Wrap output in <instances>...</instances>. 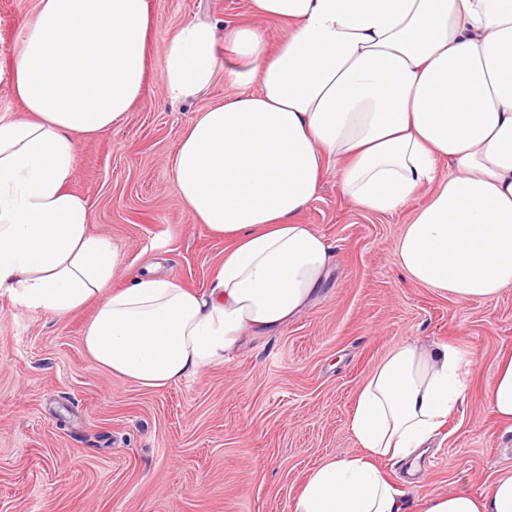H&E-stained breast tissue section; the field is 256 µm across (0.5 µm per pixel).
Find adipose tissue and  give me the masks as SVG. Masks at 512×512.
<instances>
[{
    "mask_svg": "<svg viewBox=\"0 0 512 512\" xmlns=\"http://www.w3.org/2000/svg\"><path fill=\"white\" fill-rule=\"evenodd\" d=\"M255 23L200 21L164 45L161 81L199 112L172 159L194 223L226 240L205 291L150 273L111 288L119 252L71 193L78 139L139 100L146 0H39L11 68L26 119L0 122V293L60 318L87 304L83 347L113 376L160 389L223 363L244 332L273 334L323 288L325 239L300 220L330 165L360 209L426 203L396 245L415 283L459 301L512 286V0H251ZM285 27L269 44L260 21ZM257 91H247V84ZM447 161L440 173L438 161ZM450 344L401 346L364 379L350 415L359 455L316 467L292 512H404L375 465L415 474L464 399ZM487 403L512 434V354ZM420 512H512V470L475 496L451 489Z\"/></svg>",
    "mask_w": 512,
    "mask_h": 512,
    "instance_id": "adipose-tissue-1",
    "label": "adipose tissue"
}]
</instances>
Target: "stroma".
Returning <instances> with one entry per match:
<instances>
[{"label": "stroma", "instance_id": "stroma-1", "mask_svg": "<svg viewBox=\"0 0 512 512\" xmlns=\"http://www.w3.org/2000/svg\"><path fill=\"white\" fill-rule=\"evenodd\" d=\"M148 78L118 125L79 139L69 185L90 231L121 254L112 288L151 263L185 287L207 288L224 241L194 223L170 167L183 130L222 102L170 100L162 46L199 20L250 21L249 0H147ZM38 0H0V121L24 119L10 86L13 52ZM425 201L389 214L356 207L326 172L301 215L331 247V276L315 300L270 336L245 337L224 364L159 390L97 368L82 347L94 306L54 318L0 294V512H290L310 471L358 454L349 416L366 374L400 345L449 343L467 361L465 399L421 461H378L409 509L460 487L483 494L512 469L486 395L512 354V287L466 303L420 286L394 246Z\"/></svg>", "mask_w": 512, "mask_h": 512}]
</instances>
